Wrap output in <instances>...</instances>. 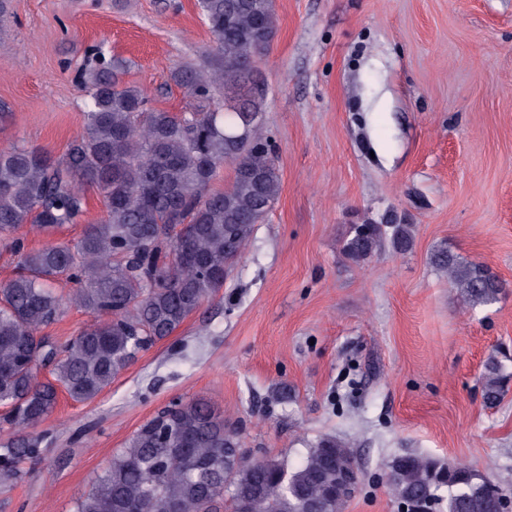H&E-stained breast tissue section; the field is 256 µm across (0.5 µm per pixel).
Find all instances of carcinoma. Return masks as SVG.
Segmentation results:
<instances>
[{"label": "carcinoma", "mask_w": 512, "mask_h": 512, "mask_svg": "<svg viewBox=\"0 0 512 512\" xmlns=\"http://www.w3.org/2000/svg\"><path fill=\"white\" fill-rule=\"evenodd\" d=\"M214 38L208 70L177 68L173 81L190 101L174 114L148 106L136 86L123 83L121 61L92 50L81 75L90 102L80 135L54 158L42 149H0V235L12 237L20 270L0 288V486L28 474L46 449L39 427L58 403V388L75 402L97 397L138 354L170 336L217 296L278 198L280 180L268 141L260 136L262 94L251 81L254 64L277 34L274 0H199ZM224 89V104L201 105ZM226 165L231 184L211 183ZM104 197L105 216L86 225L74 244L25 249L21 230L40 233L76 224L84 188ZM413 225H351L342 253L363 263L384 245L412 249ZM431 264L471 306L497 302L512 287L487 266L446 247ZM76 285L64 297L47 282ZM95 314L96 323L64 345L43 334L68 305ZM512 372L494 357L482 375L483 399L494 405ZM239 434L210 401L171 404L112 453L93 489L74 512H343L350 499L339 473L358 474L348 447L324 438L290 469L282 461L233 457ZM404 512L422 500L427 512H500L505 496L463 464L405 454L387 474Z\"/></svg>", "instance_id": "cac0c4a2"}]
</instances>
